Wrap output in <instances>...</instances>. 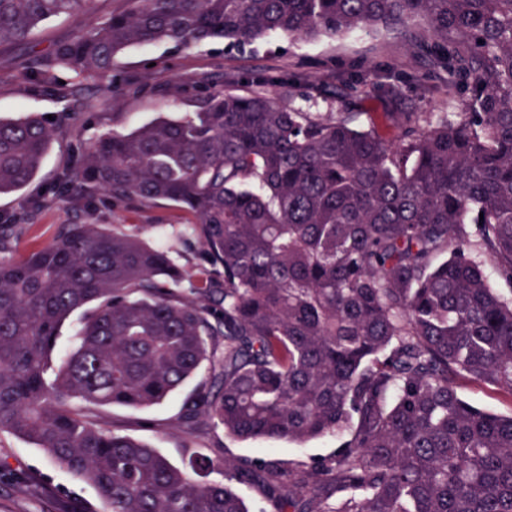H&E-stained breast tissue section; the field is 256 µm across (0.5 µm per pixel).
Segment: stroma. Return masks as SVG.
<instances>
[{"label": "stroma", "instance_id": "1", "mask_svg": "<svg viewBox=\"0 0 512 512\" xmlns=\"http://www.w3.org/2000/svg\"><path fill=\"white\" fill-rule=\"evenodd\" d=\"M72 19L46 21L27 43L0 49V119L34 112L49 117L53 140L34 182L27 190L0 195V217L16 225L11 255L22 259L48 245L63 225H102L126 229L138 225L150 244L167 250L173 262L188 269L202 261L196 219L168 203L134 205L116 210L96 198L90 208L76 209L56 199L58 182L80 152L107 131L128 132L160 116L180 117L195 112L215 91L245 94L251 87L237 83L238 75L263 72L292 75V84L272 91L303 112H352L359 122L380 126L388 139L400 134L392 112H455L458 102L444 93L448 76L433 68L418 43L399 27L358 30L346 35L300 40L272 34L244 47L216 40L192 49L159 43L133 46L116 58L106 81L81 80L66 71L56 82L33 88L31 63L68 39ZM40 196L46 206L31 211L27 199ZM166 227L157 237L155 225ZM208 368H201L169 400L147 410L113 407L101 423L148 443L173 463H181L185 445L221 457H263L285 466L330 456L341 437L325 436L295 445L265 439L240 440L199 418L192 430L178 422L182 405L203 385ZM462 398L491 412L512 414V397L497 387L462 379ZM0 512H101L95 488L79 476L55 467L45 453L13 435L0 434Z\"/></svg>", "mask_w": 512, "mask_h": 512}]
</instances>
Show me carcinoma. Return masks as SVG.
Here are the masks:
<instances>
[{
    "instance_id": "cac0c4a2",
    "label": "carcinoma",
    "mask_w": 512,
    "mask_h": 512,
    "mask_svg": "<svg viewBox=\"0 0 512 512\" xmlns=\"http://www.w3.org/2000/svg\"><path fill=\"white\" fill-rule=\"evenodd\" d=\"M128 2L94 22L90 0H0V48L72 18L32 70L102 81L131 46L399 26L430 44L461 111L393 112L394 142L350 113L224 91L100 135L63 197L174 205L196 217L203 262L178 267L138 228L99 224H66L16 262L0 220V434L90 482L102 512H249L238 485L261 512H512V416L456 389L469 378L512 395V0ZM52 136L36 115L0 119V195L33 182ZM204 364L210 386L181 424L348 438L294 469L193 450L176 466L101 426L100 409L157 406ZM212 474L224 480H199Z\"/></svg>"
}]
</instances>
